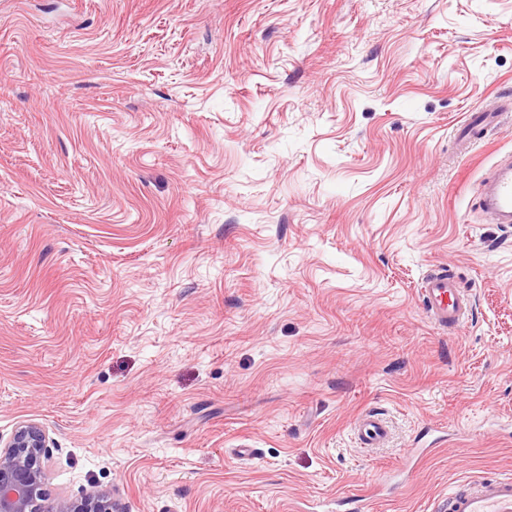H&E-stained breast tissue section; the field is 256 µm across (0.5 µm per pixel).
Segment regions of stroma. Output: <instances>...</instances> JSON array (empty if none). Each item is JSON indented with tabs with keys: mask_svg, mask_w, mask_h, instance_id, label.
I'll use <instances>...</instances> for the list:
<instances>
[{
	"mask_svg": "<svg viewBox=\"0 0 512 512\" xmlns=\"http://www.w3.org/2000/svg\"><path fill=\"white\" fill-rule=\"evenodd\" d=\"M509 94L512 0H0V435L39 423L47 496L121 512L512 477V227L476 198L512 122L456 146ZM418 292L430 321L446 332L454 333L472 311L470 292L448 270L439 269L426 275L419 282ZM355 441L361 448H380L388 441L390 429L379 413H362L353 424Z\"/></svg>",
	"mask_w": 512,
	"mask_h": 512,
	"instance_id": "obj_1",
	"label": "stroma"
}]
</instances>
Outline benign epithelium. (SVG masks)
<instances>
[{
	"label": "benign epithelium",
	"instance_id": "obj_1",
	"mask_svg": "<svg viewBox=\"0 0 512 512\" xmlns=\"http://www.w3.org/2000/svg\"><path fill=\"white\" fill-rule=\"evenodd\" d=\"M46 448L45 430L37 423L18 425L6 440L0 436V512H112L105 493L49 502L43 489Z\"/></svg>",
	"mask_w": 512,
	"mask_h": 512
}]
</instances>
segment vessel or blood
Instances as JSON below:
<instances>
[{
	"label": "vessel or blood",
	"mask_w": 512,
	"mask_h": 512,
	"mask_svg": "<svg viewBox=\"0 0 512 512\" xmlns=\"http://www.w3.org/2000/svg\"><path fill=\"white\" fill-rule=\"evenodd\" d=\"M512 113V101L497 104L474 120L461 150L483 139L491 127L499 125ZM479 209L493 223L512 224V160L495 162L477 188ZM418 292L427 316L440 329L455 332L468 318L473 299L468 290L447 270L433 271L421 279ZM357 444L363 448L383 447L390 435L387 421L379 413H362L353 424ZM448 512H512V478L484 477L470 481L448 501Z\"/></svg>",
	"instance_id": "1"
}]
</instances>
